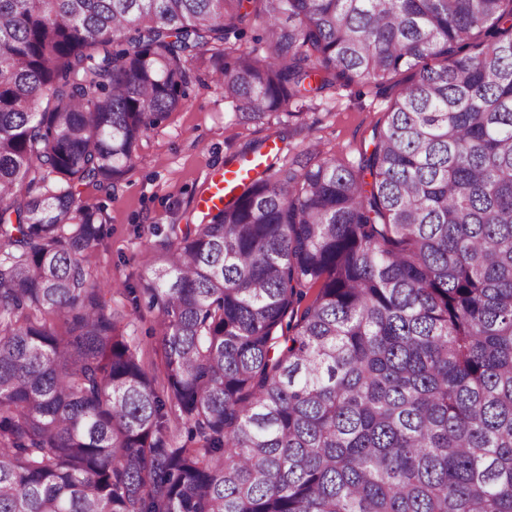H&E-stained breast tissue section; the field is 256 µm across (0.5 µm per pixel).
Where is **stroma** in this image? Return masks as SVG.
<instances>
[{"mask_svg":"<svg viewBox=\"0 0 512 512\" xmlns=\"http://www.w3.org/2000/svg\"><path fill=\"white\" fill-rule=\"evenodd\" d=\"M392 97L370 84L339 86L306 102L301 119L241 125L223 88L205 74L192 86L188 105L142 138L133 170L114 190L79 187L82 203L103 206L109 229L93 257L94 276L111 283L112 310L123 316L119 327L138 339L151 373L162 371L156 312L145 307L131 314L122 284L148 267L161 244L157 228L199 222L211 175L241 165L255 146L283 164L316 141L325 153L358 165Z\"/></svg>","mask_w":512,"mask_h":512,"instance_id":"obj_1","label":"stroma"}]
</instances>
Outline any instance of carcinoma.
Wrapping results in <instances>:
<instances>
[{"label":"carcinoma","instance_id":"obj_1","mask_svg":"<svg viewBox=\"0 0 512 512\" xmlns=\"http://www.w3.org/2000/svg\"><path fill=\"white\" fill-rule=\"evenodd\" d=\"M203 67L243 125L410 78L168 225L159 380L76 190ZM0 512H512V0H0Z\"/></svg>","mask_w":512,"mask_h":512}]
</instances>
